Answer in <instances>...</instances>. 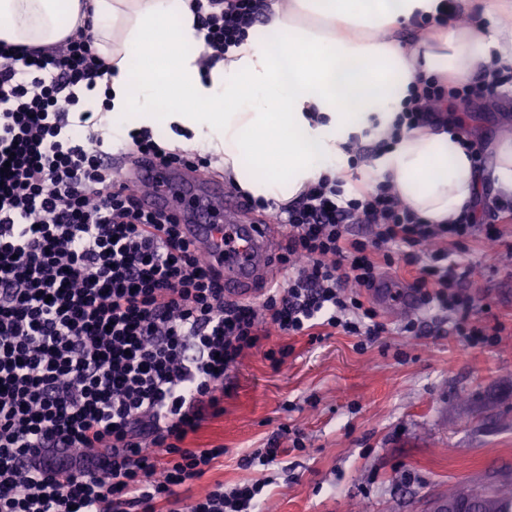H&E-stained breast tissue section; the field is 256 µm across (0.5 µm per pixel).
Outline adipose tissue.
Segmentation results:
<instances>
[{
	"label": "adipose tissue",
	"mask_w": 512,
	"mask_h": 512,
	"mask_svg": "<svg viewBox=\"0 0 512 512\" xmlns=\"http://www.w3.org/2000/svg\"><path fill=\"white\" fill-rule=\"evenodd\" d=\"M440 0H275L268 24L210 69L191 0H0V41L63 43L90 23L112 66L84 110L107 111L112 134L190 132L253 197L285 204L322 176L389 182L429 224L471 209L484 187L512 199V133L476 164L446 128L389 135L417 76L470 83L491 62L512 65V0H457L470 28L439 27L405 45L393 32L431 21ZM385 141L356 161L359 141Z\"/></svg>",
	"instance_id": "obj_1"
}]
</instances>
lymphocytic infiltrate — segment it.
Masks as SVG:
<instances>
[{"label": "lymphocytic infiltrate", "mask_w": 512, "mask_h": 512, "mask_svg": "<svg viewBox=\"0 0 512 512\" xmlns=\"http://www.w3.org/2000/svg\"><path fill=\"white\" fill-rule=\"evenodd\" d=\"M215 55L266 24L268 0H192ZM89 26L63 49L0 41V512H158L225 449L184 442L224 412V380L269 330L334 329L373 342L386 331L365 296L381 271L417 268L411 289L454 319L472 347L496 344L504 323L478 326L453 260L477 231L496 239L512 202L445 224L422 221L386 182L346 194L322 178L274 213L287 231L261 306L224 297L219 275L171 218L143 210L103 158V137L70 120L77 88L108 73ZM512 90V67L463 85L418 77L397 126L438 125L443 105ZM131 162L208 165L135 135ZM366 224L371 237L349 225ZM264 482L215 486L188 512H254Z\"/></svg>", "instance_id": "lymphocytic-infiltrate-1"}]
</instances>
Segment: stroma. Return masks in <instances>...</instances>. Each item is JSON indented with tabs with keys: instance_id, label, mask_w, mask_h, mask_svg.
<instances>
[{
	"instance_id": "stroma-1",
	"label": "stroma",
	"mask_w": 512,
	"mask_h": 512,
	"mask_svg": "<svg viewBox=\"0 0 512 512\" xmlns=\"http://www.w3.org/2000/svg\"><path fill=\"white\" fill-rule=\"evenodd\" d=\"M466 127L482 149L512 132V95L473 100ZM502 246L473 241L457 256L470 266L472 320L503 322L499 342L470 347L447 315L380 306L386 332L358 337L272 333L224 381V413L189 436L193 448L224 445L222 466L180 490L183 504L215 483L263 480L256 512H424L449 485L489 472L512 476V220ZM288 346L281 367L265 359ZM300 431L304 450L287 430ZM259 448L278 451L268 466H243Z\"/></svg>"
}]
</instances>
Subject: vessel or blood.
I'll return each mask as SVG.
<instances>
[{"instance_id":"vessel-or-blood-1","label":"vessel or blood","mask_w":512,"mask_h":512,"mask_svg":"<svg viewBox=\"0 0 512 512\" xmlns=\"http://www.w3.org/2000/svg\"><path fill=\"white\" fill-rule=\"evenodd\" d=\"M133 181L147 188L140 196L145 208L164 211L183 224L187 238L219 272L225 296L249 295L250 285L269 262L272 225L241 223V205L225 197L223 184L199 186L194 169L185 166L176 169L145 160ZM228 234L233 237L229 243L224 240Z\"/></svg>"}]
</instances>
